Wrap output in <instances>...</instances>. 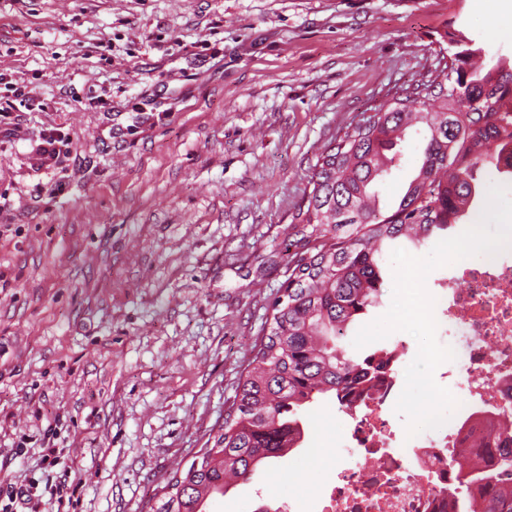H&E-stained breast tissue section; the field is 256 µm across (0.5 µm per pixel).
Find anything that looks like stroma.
<instances>
[{"instance_id":"stroma-1","label":"stroma","mask_w":512,"mask_h":512,"mask_svg":"<svg viewBox=\"0 0 512 512\" xmlns=\"http://www.w3.org/2000/svg\"><path fill=\"white\" fill-rule=\"evenodd\" d=\"M511 23L512 0H0V73L47 104L0 147V493L79 479L69 512H151L224 424L322 147L433 73L443 33L512 60ZM52 127L58 174L31 166ZM302 417L303 446L209 512H323L349 419L331 397ZM70 142L69 133L64 132L61 128H53L48 133L42 134L37 151L40 166L63 171L71 154L69 150Z\"/></svg>"}]
</instances>
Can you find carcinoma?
I'll list each match as a JSON object with an SVG mask.
<instances>
[{
	"mask_svg": "<svg viewBox=\"0 0 512 512\" xmlns=\"http://www.w3.org/2000/svg\"><path fill=\"white\" fill-rule=\"evenodd\" d=\"M451 63L346 128L317 155L306 202L284 240L287 278L269 305L270 316L253 358L236 387L224 428L183 472H175L152 512H204L229 482L251 479L257 468L301 447L306 430L299 411L331 395L343 406L370 391L385 369L382 347L359 358L339 339L383 295V246L420 245L458 224L482 193L479 172L512 155V63L483 59L484 49L462 38ZM420 125L425 146L417 173L397 205L383 213L370 192L387 173L402 133ZM454 451L462 486L494 491L483 503L457 497L458 512H512V492L499 489L512 471V451L501 467L478 471Z\"/></svg>",
	"mask_w": 512,
	"mask_h": 512,
	"instance_id": "carcinoma-1",
	"label": "carcinoma"
}]
</instances>
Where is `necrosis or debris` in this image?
Returning <instances> with one entry per match:
<instances>
[{
    "mask_svg": "<svg viewBox=\"0 0 512 512\" xmlns=\"http://www.w3.org/2000/svg\"><path fill=\"white\" fill-rule=\"evenodd\" d=\"M445 283L439 312L452 327L456 357L454 396L466 405L433 432L393 446L386 407L399 387L405 341H397L383 381L348 410L353 460L337 472L326 512H454L460 489L453 449L471 448L474 467L493 468L484 437L512 421V259L485 257L458 263Z\"/></svg>",
    "mask_w": 512,
    "mask_h": 512,
    "instance_id": "4bbe7bcc",
    "label": "necrosis or debris"
}]
</instances>
